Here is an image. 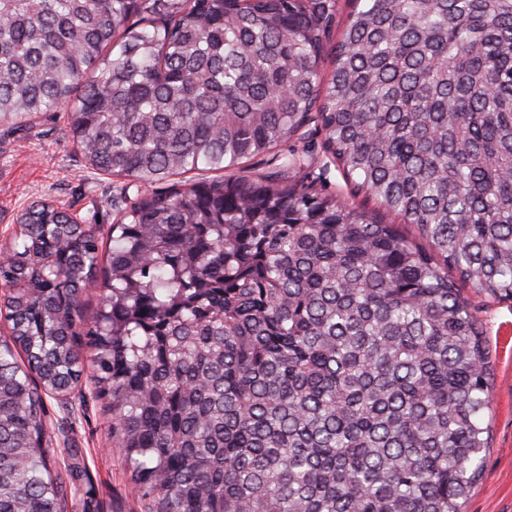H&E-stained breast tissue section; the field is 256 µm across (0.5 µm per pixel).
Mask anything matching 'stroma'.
Listing matches in <instances>:
<instances>
[{"mask_svg":"<svg viewBox=\"0 0 512 512\" xmlns=\"http://www.w3.org/2000/svg\"><path fill=\"white\" fill-rule=\"evenodd\" d=\"M137 185L126 178L88 173L62 123L36 118L23 127L0 122V244L10 243L16 220L36 196L78 216L111 224ZM478 311L493 366L490 448L481 480L466 512H512V299H496L464 288ZM49 445L61 450L72 470L68 512H145L132 489L119 449L109 435L110 415L94 400L76 423L47 400Z\"/></svg>","mask_w":512,"mask_h":512,"instance_id":"stroma-1","label":"stroma"}]
</instances>
